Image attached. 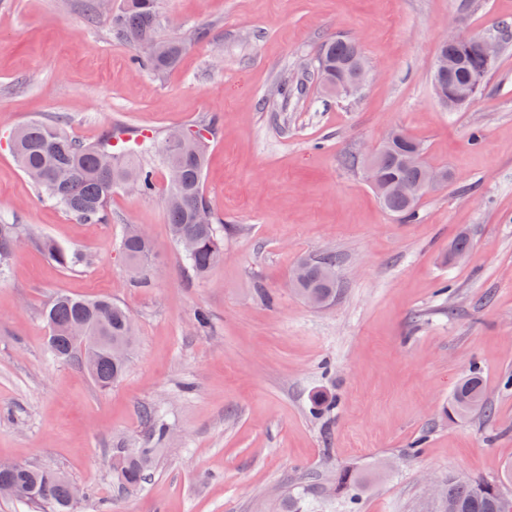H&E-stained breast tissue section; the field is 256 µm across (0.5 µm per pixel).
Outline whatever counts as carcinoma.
<instances>
[{
    "instance_id": "1",
    "label": "carcinoma",
    "mask_w": 512,
    "mask_h": 512,
    "mask_svg": "<svg viewBox=\"0 0 512 512\" xmlns=\"http://www.w3.org/2000/svg\"><path fill=\"white\" fill-rule=\"evenodd\" d=\"M112 31L134 51V60L156 74L174 69L183 55L186 44L177 36L162 35V18L158 0H122L120 7L108 15ZM480 36L450 44L444 53L455 61V66L443 77V87L451 99L448 109L457 111L469 105L482 90L495 66L483 67V56L478 46ZM362 58L358 44L344 36L328 38L317 57V75L323 85L346 77L350 63ZM182 141L167 150L160 143L159 151L165 167L180 168L181 179L167 184L166 213L172 237L178 243L194 242V249L185 254L188 270L201 277L206 275L224 257V225L215 215L210 223L202 224L198 212L208 207L203 191V173L206 151L213 126L209 123L182 129ZM128 130L115 125L90 144L70 137L62 125L54 121H30L21 126L12 138L13 157L23 174L36 190L53 201L68 214L86 223L108 220V205L112 193L128 181L135 183L139 194H150L154 189L153 171L138 160L151 151L154 143H142L140 149L127 145ZM409 147H421L412 136L389 145L380 156L382 176L389 181L414 183L424 170L400 165L401 153ZM384 208L393 215L412 219L416 208L401 196L392 194L383 201ZM27 234L25 225L0 221V274L5 272L15 254L19 239ZM35 242L47 257L64 269H73L87 262L85 254L72 250L50 238L40 237ZM121 253L133 273L136 287H145L153 277L157 265L149 238L140 231L123 234ZM305 281L293 286V291L307 303L320 307L336 300L338 258L334 253H323L307 260ZM43 319L52 326L47 337V350L58 361L82 359V347L70 335L78 322L84 323L93 337L87 350L95 356L91 379L104 390L118 382L127 363L113 359L109 343L122 344L132 352L135 334L129 332V310L110 297L79 298L67 293L56 294L45 306ZM477 413H492L485 394L482 376L470 372L456 386L448 408V417L463 421ZM146 432L138 445L112 449V471L122 487L138 488L154 468L158 446L165 441L168 423L154 410L144 413ZM9 482L21 487L24 494L16 501L40 506L46 501L54 505V512H76V501L68 484L54 478L48 469L28 467L25 471L0 470V483ZM360 484V477L349 470L336 475L326 488L330 494L352 492ZM446 500L454 512H512V500L500 485L487 481H465L448 477Z\"/></svg>"
}]
</instances>
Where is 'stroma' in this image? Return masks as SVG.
Returning <instances> with one entry per match:
<instances>
[{
	"label": "stroma",
	"mask_w": 512,
	"mask_h": 512,
	"mask_svg": "<svg viewBox=\"0 0 512 512\" xmlns=\"http://www.w3.org/2000/svg\"><path fill=\"white\" fill-rule=\"evenodd\" d=\"M87 4L0 0V220L89 257L64 270L24 243L0 278V461L65 473L88 492L79 512H273L302 489L307 512H444L452 476L512 497V44L465 110L443 108L430 82L445 30L493 33L512 24V0L467 10L460 0H159L164 34L188 43L161 76L135 64ZM334 35L355 39L368 78L328 99L315 65ZM57 119L85 142L115 124L158 140L214 122L203 188L225 226L223 262L201 278L186 269L158 155L148 158L154 191H116L109 221H80L40 197L10 142L28 121ZM397 128L450 174L412 220L385 212L363 174ZM129 224L161 260L144 288L119 249ZM463 231L473 246L454 265L448 247ZM324 252L339 259V294L314 308L288 281ZM61 292L112 296L137 323L108 391L46 353L41 312ZM201 309L212 319L204 333ZM473 367L493 412L449 424ZM317 394L333 410L316 413ZM147 407L169 437L131 493L113 477L112 448L142 437ZM343 469L362 478L356 502L320 491Z\"/></svg>",
	"instance_id": "35a3bbf8"
}]
</instances>
